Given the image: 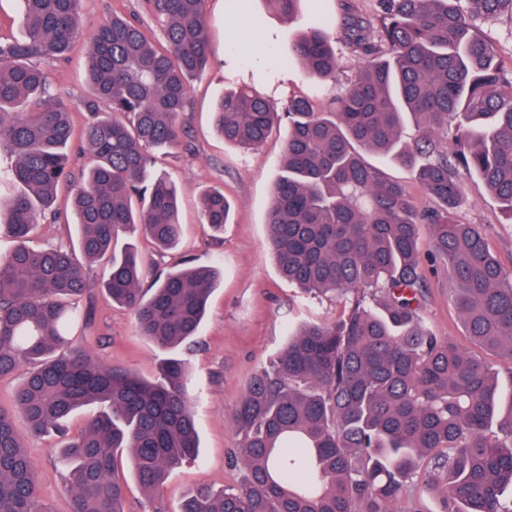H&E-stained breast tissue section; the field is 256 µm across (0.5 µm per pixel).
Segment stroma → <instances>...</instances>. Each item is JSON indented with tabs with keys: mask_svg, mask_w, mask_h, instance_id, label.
Segmentation results:
<instances>
[{
	"mask_svg": "<svg viewBox=\"0 0 512 512\" xmlns=\"http://www.w3.org/2000/svg\"><path fill=\"white\" fill-rule=\"evenodd\" d=\"M82 8V26L69 56L43 64L53 94L67 103L89 94L86 43L101 20L115 13L134 16L154 40L163 38L148 0H83ZM205 10L209 62L191 81L180 144L156 160L157 169L180 189V243L175 249L159 252L138 232L120 235L117 243L121 249L129 243L137 246L163 271L188 259L194 265L215 266L220 271L194 343L176 351L190 368L189 391L201 448L197 457L174 471L153 497L143 492L129 471H121L127 486L124 512H152L156 507L162 512H178L186 495L197 487L219 490L235 485L241 469L227 457L235 440L229 415L249 379L276 355L291 326L308 321L328 323L342 313L341 301L330 296L301 300L298 287L280 276L268 247L267 212L272 186L281 170L286 130L275 131L259 149L248 150L225 142L214 113L216 100L242 85L255 88L280 108L291 97L303 96L321 109L342 95L361 66L359 57L343 41L335 43L334 80L314 79L292 60L299 32L315 14L334 16L336 0H303L291 20L267 12L262 0H206ZM266 33L273 36L268 46L262 41ZM240 34L251 43L252 59L240 58L232 49V38ZM208 189L223 190L231 204V220L220 233L201 222L198 198ZM53 211L54 218L42 220L37 229V244L76 243L79 228L68 191L59 192ZM453 218L457 223L479 227L503 268L512 270V219L477 177H466L465 200ZM431 251L429 236H422L423 320L437 335L450 337L465 351L475 352L448 293V269L432 260ZM108 271L103 260L86 266L91 291L80 301L85 319L73 336L97 363L152 376L166 353L139 336L131 311L105 297L102 285ZM14 421L39 475L44 501L52 512H70L71 494L56 464L59 438L29 435L22 416H15Z\"/></svg>",
	"mask_w": 512,
	"mask_h": 512,
	"instance_id": "obj_1",
	"label": "stroma"
}]
</instances>
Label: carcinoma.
Wrapping results in <instances>:
<instances>
[{
	"mask_svg": "<svg viewBox=\"0 0 512 512\" xmlns=\"http://www.w3.org/2000/svg\"><path fill=\"white\" fill-rule=\"evenodd\" d=\"M291 18L303 0H263ZM380 0L379 27L338 0L344 42L362 59L354 83L319 111L293 98L283 112L246 88L219 100L224 141L256 149L287 121L282 171L272 189L268 240L280 274L303 293L344 301L339 319L308 323L250 378L235 405L230 459L241 483L200 488L179 512H397L424 485L442 512H512V401L498 372L428 331L421 320L424 271L418 241L448 263V288L468 336L512 373V272L482 231L457 224L462 171L487 186L512 219V73L503 71L477 21L507 16L512 0ZM24 35L0 39V378L30 369L14 393L33 434L63 438L59 465L71 512H123L118 476L128 458L141 489L156 493L194 458L199 436L187 370L164 359L147 380L104 368L72 348L82 320L73 299L90 291L80 253L110 263L104 291L129 308L140 335L163 350L190 342L216 272L185 266L154 275L119 233L139 227L162 250L180 241L179 190L153 171V152L180 142L189 83L208 60L205 0H150L163 27L153 43L138 20L114 16L89 37L90 96L72 105L50 91L38 62L66 56L82 0H21ZM294 58L314 78L336 75L330 20L297 38ZM413 141L404 140L408 122ZM80 134L92 157L75 173L67 147ZM417 170L434 207L364 154ZM80 228L78 249L39 247L33 234L62 187ZM204 223L224 230V192L200 197ZM154 278L151 287L144 281ZM96 408L70 436L66 421ZM0 512H50L12 416L0 410Z\"/></svg>",
	"mask_w": 512,
	"mask_h": 512,
	"instance_id": "cac0c4a2",
	"label": "carcinoma"
}]
</instances>
